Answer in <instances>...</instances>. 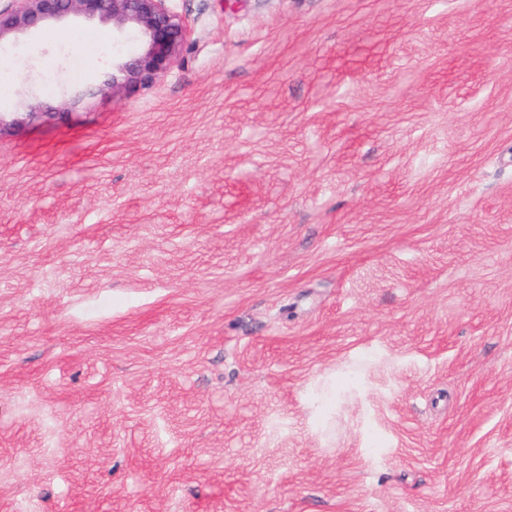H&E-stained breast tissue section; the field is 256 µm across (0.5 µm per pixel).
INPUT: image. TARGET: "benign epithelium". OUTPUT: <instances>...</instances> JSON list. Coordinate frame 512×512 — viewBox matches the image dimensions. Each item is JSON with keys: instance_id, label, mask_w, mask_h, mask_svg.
<instances>
[{"instance_id": "7a95c632", "label": "benign epithelium", "mask_w": 512, "mask_h": 512, "mask_svg": "<svg viewBox=\"0 0 512 512\" xmlns=\"http://www.w3.org/2000/svg\"><path fill=\"white\" fill-rule=\"evenodd\" d=\"M169 0H5L0 5V44L29 46L39 33L58 27L112 31V48L138 47L135 56H116L112 79L95 94L106 96L128 84L157 81L180 56L190 35Z\"/></svg>"}]
</instances>
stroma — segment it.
<instances>
[{
    "label": "stroma",
    "mask_w": 512,
    "mask_h": 512,
    "mask_svg": "<svg viewBox=\"0 0 512 512\" xmlns=\"http://www.w3.org/2000/svg\"><path fill=\"white\" fill-rule=\"evenodd\" d=\"M169 6L0 55V512H512V0ZM7 2L3 6L1 2ZM0 45L30 46L35 36L58 27L112 31V79L90 95H113L127 84L156 82L178 59L190 35L185 20L170 10V0H2ZM132 43L135 56L114 49Z\"/></svg>",
    "instance_id": "35a3bbf8"
}]
</instances>
